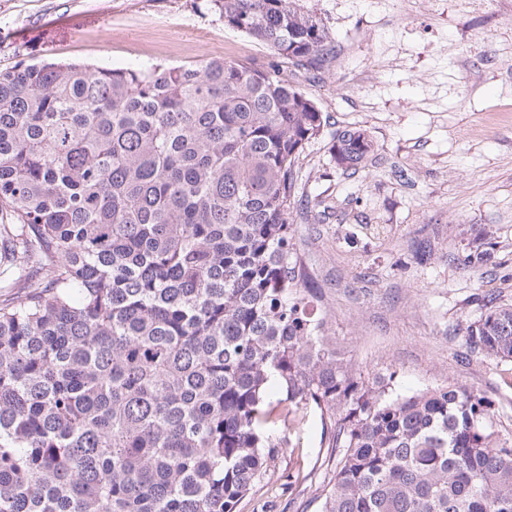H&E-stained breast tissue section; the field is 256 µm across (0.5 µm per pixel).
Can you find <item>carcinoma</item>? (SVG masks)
Masks as SVG:
<instances>
[{
  "label": "carcinoma",
  "instance_id": "carcinoma-1",
  "mask_svg": "<svg viewBox=\"0 0 512 512\" xmlns=\"http://www.w3.org/2000/svg\"><path fill=\"white\" fill-rule=\"evenodd\" d=\"M211 2L283 62L0 71V512H235L307 408L336 450L321 512H512L493 400L367 385L301 285L289 215L327 116L283 64L327 29ZM373 152L333 135L345 171ZM466 342L512 361V305Z\"/></svg>",
  "mask_w": 512,
  "mask_h": 512
}]
</instances>
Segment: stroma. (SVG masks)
Instances as JSON below:
<instances>
[{
	"label": "stroma",
	"mask_w": 512,
	"mask_h": 512,
	"mask_svg": "<svg viewBox=\"0 0 512 512\" xmlns=\"http://www.w3.org/2000/svg\"><path fill=\"white\" fill-rule=\"evenodd\" d=\"M331 41L292 81L329 118L298 162L290 212L301 272L341 357L366 384L410 394L456 382L495 402L512 441V363L466 356L485 304H512V0H300ZM273 51L209 0H0V70L54 59L93 66H197ZM344 126L374 141L367 166L330 158ZM485 260L466 263L467 255ZM236 512H320L336 460L318 412ZM302 470L305 478L289 482Z\"/></svg>",
	"instance_id": "35a3bbf8"
}]
</instances>
